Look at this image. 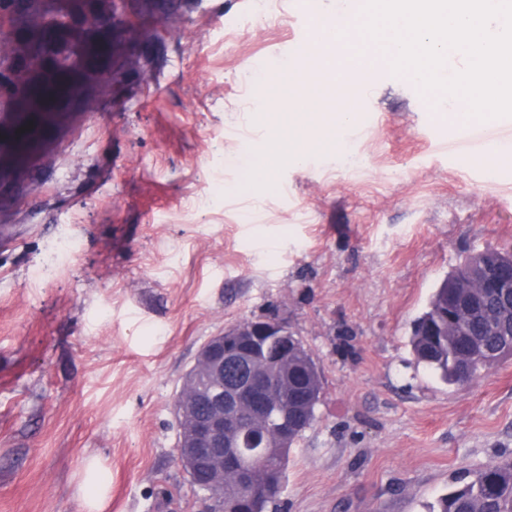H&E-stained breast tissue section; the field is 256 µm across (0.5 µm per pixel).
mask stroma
Instances as JSON below:
<instances>
[{
  "instance_id": "obj_1",
  "label": "stroma",
  "mask_w": 512,
  "mask_h": 512,
  "mask_svg": "<svg viewBox=\"0 0 512 512\" xmlns=\"http://www.w3.org/2000/svg\"><path fill=\"white\" fill-rule=\"evenodd\" d=\"M338 0H200L150 20L149 61L0 187V512H205L173 407L199 348L278 319L323 377L269 512H432L512 454V356L471 384L416 362L410 323L458 261L512 247V165L373 65L344 140L242 190L276 74ZM240 28L225 40L224 28ZM77 250L54 260L59 245Z\"/></svg>"
}]
</instances>
